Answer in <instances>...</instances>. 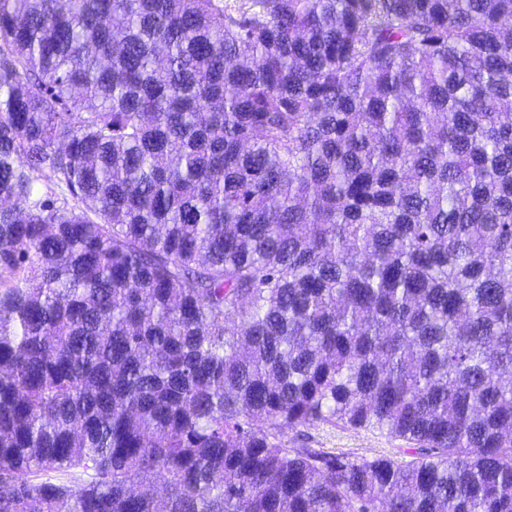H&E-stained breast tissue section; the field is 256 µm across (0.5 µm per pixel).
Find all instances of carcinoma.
Returning a JSON list of instances; mask_svg holds the SVG:
<instances>
[{
  "label": "carcinoma",
  "mask_w": 512,
  "mask_h": 512,
  "mask_svg": "<svg viewBox=\"0 0 512 512\" xmlns=\"http://www.w3.org/2000/svg\"><path fill=\"white\" fill-rule=\"evenodd\" d=\"M0 512H512V0H0ZM278 437L290 448H321L325 452L347 454L352 457L373 459L383 455L393 456L400 462H408L413 457L397 448L408 445L379 431L334 427L318 424L310 427L288 429L283 426Z\"/></svg>",
  "instance_id": "carcinoma-1"
}]
</instances>
